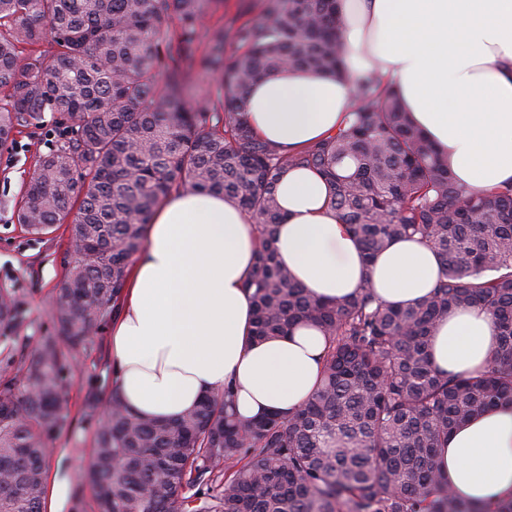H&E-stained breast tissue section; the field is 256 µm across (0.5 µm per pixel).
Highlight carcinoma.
I'll list each match as a JSON object with an SVG mask.
<instances>
[{"label": "carcinoma", "instance_id": "cac0c4a2", "mask_svg": "<svg viewBox=\"0 0 512 512\" xmlns=\"http://www.w3.org/2000/svg\"><path fill=\"white\" fill-rule=\"evenodd\" d=\"M336 2L267 0L259 21L234 30L229 55L225 35L213 36L200 65L222 73L224 99L191 112L183 66L207 0H0V147L46 112L67 121L37 159L17 220L37 237L66 225L75 257L57 285L55 332L28 338L19 360L9 343L23 301L0 289V512H44L64 372L116 311L153 210L181 187L221 193L249 215L253 337L317 324L329 342L321 383L288 416L248 422L229 412V387L168 421L132 412L115 387L103 403L90 389L84 411L99 427L84 479L98 512H512V496L459 499L436 468L454 426L512 402V180L470 195L377 73L358 82L345 124L302 150L249 123V88L286 66L346 75ZM174 19L181 41L164 45ZM290 169L324 180L366 260L402 238L431 246L433 291L396 306L367 283L336 300L299 286L274 248L276 185ZM472 305L497 326L487 367L434 368L432 330Z\"/></svg>", "mask_w": 512, "mask_h": 512}]
</instances>
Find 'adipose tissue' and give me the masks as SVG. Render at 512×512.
Instances as JSON below:
<instances>
[{
  "label": "adipose tissue",
  "mask_w": 512,
  "mask_h": 512,
  "mask_svg": "<svg viewBox=\"0 0 512 512\" xmlns=\"http://www.w3.org/2000/svg\"><path fill=\"white\" fill-rule=\"evenodd\" d=\"M340 21L345 77L287 68L250 89L247 110L261 137L293 152L334 133L354 106L357 80L375 72L397 86L458 183L481 194L512 179V0H340ZM276 193L284 216L277 257L316 297L353 295L366 280L391 305L433 290L440 263L429 245L403 239L365 261L314 172L286 171ZM256 250L254 225L222 194L180 188L157 206L110 335L116 387L134 412L174 419L228 386L244 422L288 415L317 390L328 347L317 328L251 338L245 280ZM496 345L491 313L459 308L434 328L431 359L445 372L475 373ZM438 468L472 503L512 495V405L453 429Z\"/></svg>",
  "instance_id": "obj_1"
}]
</instances>
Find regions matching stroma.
I'll use <instances>...</instances> for the list:
<instances>
[{
    "mask_svg": "<svg viewBox=\"0 0 512 512\" xmlns=\"http://www.w3.org/2000/svg\"><path fill=\"white\" fill-rule=\"evenodd\" d=\"M265 3L266 0H209L206 32L193 46L195 57L205 54L211 33L223 30L230 19L257 21ZM56 139L53 123L48 120L23 129L12 146L0 150V289H15L25 301V319L15 331L20 339L51 330L55 288L74 260L65 229L38 238L26 234L16 217L17 202L36 158L47 153ZM108 335V329H100L96 349L81 355L77 367L66 375L65 421L54 441L56 451L47 462L49 478H65L70 487L61 512H98L91 488L79 484L78 475L86 468L93 446L94 428L83 418L86 392L94 386L101 393H108L114 381Z\"/></svg>",
    "mask_w": 512,
    "mask_h": 512,
    "instance_id": "stroma-1",
    "label": "stroma"
}]
</instances>
